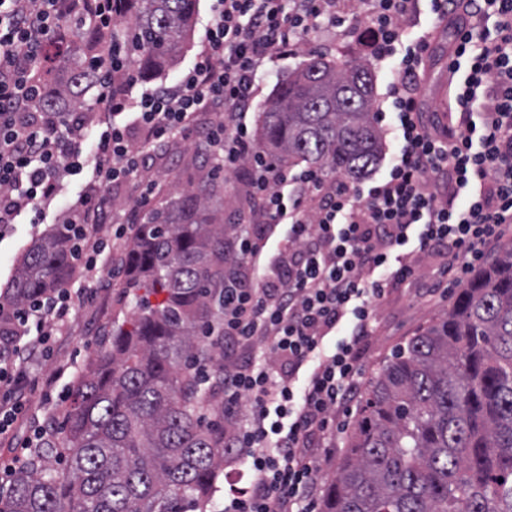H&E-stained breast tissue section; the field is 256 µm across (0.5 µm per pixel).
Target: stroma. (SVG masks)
I'll return each instance as SVG.
<instances>
[{
    "label": "stroma",
    "mask_w": 512,
    "mask_h": 512,
    "mask_svg": "<svg viewBox=\"0 0 512 512\" xmlns=\"http://www.w3.org/2000/svg\"><path fill=\"white\" fill-rule=\"evenodd\" d=\"M452 30L441 31L432 42L427 60L428 85L423 88V112L437 113L440 119L448 117V71L445 57ZM209 173L195 150L192 141H182L171 149L170 159L156 168L152 176L163 187L156 206H164L175 190L186 186H200ZM46 224H35L30 214H22L16 224L0 239V292L4 291L24 251L32 241L49 232ZM124 277L102 276L87 280L74 275L75 287L92 293V300L77 305L66 333L52 337V356L41 365L42 376H49L59 366L67 371L54 390L52 400H45L42 391L30 393L25 411L14 423L9 440L0 442V462L10 461L21 454V442L32 435L35 428H43L54 444L63 441L62 426L69 407V397L74 386L98 352L103 333L110 330L114 319L120 315ZM449 300L431 299L419 286L406 287L391 294L376 310L375 330L368 342V349L361 360L364 384H371L393 352L419 329L443 315Z\"/></svg>",
    "instance_id": "1"
}]
</instances>
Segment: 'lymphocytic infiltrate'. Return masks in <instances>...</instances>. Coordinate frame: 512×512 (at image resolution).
Here are the masks:
<instances>
[{
	"label": "lymphocytic infiltrate",
	"instance_id": "lymphocytic-infiltrate-1",
	"mask_svg": "<svg viewBox=\"0 0 512 512\" xmlns=\"http://www.w3.org/2000/svg\"><path fill=\"white\" fill-rule=\"evenodd\" d=\"M112 0H0V237L23 213L40 224L63 183L89 173L61 222L79 243L84 277L111 270L95 235L123 238L161 191L148 175L168 147L193 140L219 177L237 175L246 207L233 231L234 266L212 336L224 339L225 467L245 466L224 512H314L317 449L336 445V412L361 392L359 360L378 306L416 281L428 296L462 283L512 224V0H212L201 49L171 85L136 92L137 52L114 34L97 58L94 105L44 112L45 47L73 13L112 32ZM429 14L414 39L407 30ZM354 23H347V16ZM455 19L448 122L425 118L419 89L431 28ZM359 42L400 64L376 106L392 119L397 151L385 174L354 183L312 167L278 166L259 149L250 112L257 78L303 42ZM95 149L84 154L82 145ZM132 186L123 218L111 191ZM286 233L269 247V233ZM74 291L55 289L23 307L0 293V436L41 378L51 336L68 327Z\"/></svg>",
	"mask_w": 512,
	"mask_h": 512
}]
</instances>
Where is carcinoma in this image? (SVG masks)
Returning a JSON list of instances; mask_svg holds the SVG:
<instances>
[{"label": "carcinoma", "instance_id": "1", "mask_svg": "<svg viewBox=\"0 0 512 512\" xmlns=\"http://www.w3.org/2000/svg\"><path fill=\"white\" fill-rule=\"evenodd\" d=\"M198 2H119L116 26L145 46L140 76L178 61ZM46 59L61 69L44 111L85 105L87 48L55 37ZM256 134L279 165L362 178L383 151L369 64L309 54L264 104ZM219 193L210 182L144 214L123 261L133 311L72 392L67 473L47 474L55 446L38 449L0 490V512H205L224 470V341L200 335L224 296ZM74 272L59 226L26 249L6 295L23 306ZM319 512H512V241L371 383Z\"/></svg>", "mask_w": 512, "mask_h": 512}]
</instances>
